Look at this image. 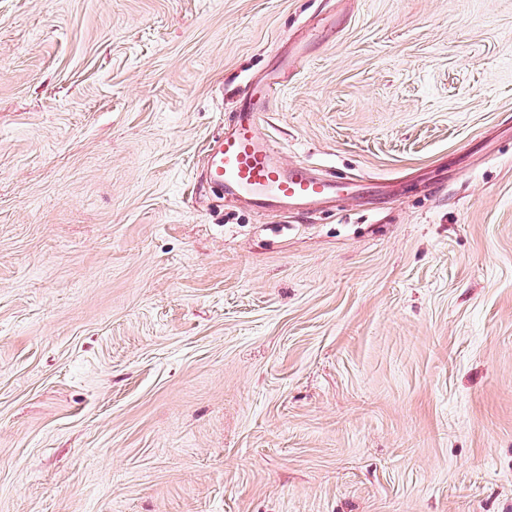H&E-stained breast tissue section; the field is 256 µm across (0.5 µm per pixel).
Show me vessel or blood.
I'll return each mask as SVG.
<instances>
[{
    "instance_id": "b4317fda",
    "label": "vessel or blood",
    "mask_w": 512,
    "mask_h": 512,
    "mask_svg": "<svg viewBox=\"0 0 512 512\" xmlns=\"http://www.w3.org/2000/svg\"><path fill=\"white\" fill-rule=\"evenodd\" d=\"M278 85L277 76L267 74L246 86L243 106L213 141L205 175L213 187L245 198L256 211L275 202L307 209L349 188L336 176L319 177L309 167L280 163L276 145L264 132V116Z\"/></svg>"
}]
</instances>
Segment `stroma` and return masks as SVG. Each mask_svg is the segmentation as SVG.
Here are the masks:
<instances>
[{"instance_id":"obj_1","label":"stroma","mask_w":512,"mask_h":512,"mask_svg":"<svg viewBox=\"0 0 512 512\" xmlns=\"http://www.w3.org/2000/svg\"><path fill=\"white\" fill-rule=\"evenodd\" d=\"M0 512H512V0H0ZM278 79L267 74L246 86L244 105L214 138L205 175L213 187L245 198L248 207L256 211H264L274 202H294L308 209L336 199L350 185L335 175L318 177L308 166L284 167L280 163L276 145L263 132Z\"/></svg>"}]
</instances>
